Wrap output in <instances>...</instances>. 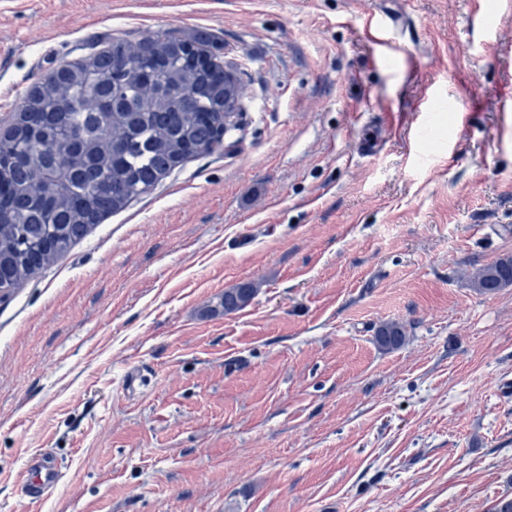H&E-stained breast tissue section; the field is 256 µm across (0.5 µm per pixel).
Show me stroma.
I'll return each mask as SVG.
<instances>
[{
    "mask_svg": "<svg viewBox=\"0 0 512 512\" xmlns=\"http://www.w3.org/2000/svg\"><path fill=\"white\" fill-rule=\"evenodd\" d=\"M196 29L238 130L0 300V512H491L512 0H0V128L90 40ZM33 456L63 472L37 504ZM475 285L484 293H492L512 285V258H502L483 268L475 279ZM255 294L250 283H241L234 288L225 290L224 300L220 303L224 314L237 312L248 305ZM406 328L396 322L385 323L378 327L375 340L385 350H394L401 347L406 340Z\"/></svg>",
    "mask_w": 512,
    "mask_h": 512,
    "instance_id": "1",
    "label": "stroma"
}]
</instances>
